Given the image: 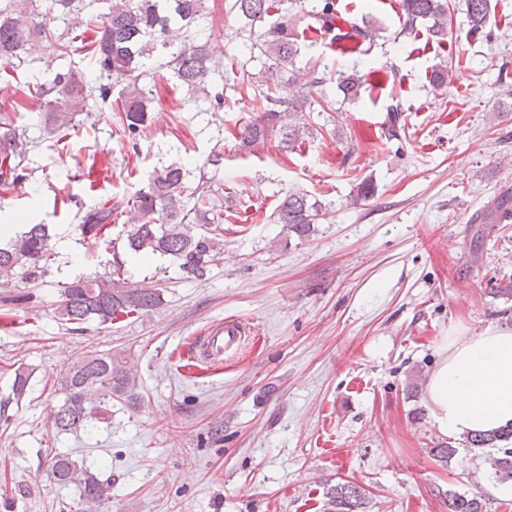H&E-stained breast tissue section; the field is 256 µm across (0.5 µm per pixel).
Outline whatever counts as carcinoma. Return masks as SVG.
<instances>
[{
	"instance_id": "1",
	"label": "carcinoma",
	"mask_w": 512,
	"mask_h": 512,
	"mask_svg": "<svg viewBox=\"0 0 512 512\" xmlns=\"http://www.w3.org/2000/svg\"><path fill=\"white\" fill-rule=\"evenodd\" d=\"M21 0H0V61L14 68L25 63L27 46L41 40L51 52L69 56L88 50L95 57L100 74L122 85L118 110L123 112V128L129 138L142 135L148 123L151 90L142 80L152 70H167L191 94L206 91V82L214 74L224 77V51L212 47V34L206 32L205 0H48L41 10L36 0L31 8L19 6ZM406 32L418 23L427 25L430 35L448 36V0H399ZM227 14L237 24L236 32L247 50L248 60L262 64L259 73L247 70V63L231 58L237 67L234 91L251 103L250 117L240 127L238 147L249 150L276 135L288 150L305 141L307 127L295 121V115L309 112L314 93L331 107L326 95L327 79L317 65L297 66L308 33L329 35L334 32L350 38L361 47L372 45L379 29L365 19L340 14L335 0H227ZM470 32L480 33L490 16V0H466ZM70 19L71 37L60 42L52 29L55 20ZM349 30L342 31V26ZM450 69L445 61L433 67L432 87L448 86ZM364 83L357 72L339 75L338 87L344 97H355ZM110 86L94 89L83 83L76 66L69 65L44 82L33 83L31 95L53 114L52 133L58 140L71 136L77 112L93 110L95 97L105 100ZM190 171L179 164L154 170L145 186L128 199L106 200L87 211L78 225L83 238L103 239L107 226L126 215L127 230L123 242L127 252L141 257L161 255L176 265L188 278L201 280L211 272L224 248V206L217 203L216 189L209 178H200L196 186L186 181ZM327 214L326 205L311 200L307 193L290 191L272 212L273 222L283 225L288 236H309L314 224ZM191 224L199 226L192 235ZM113 248V270L109 278H77L60 289L55 307L57 318L84 332L88 325L106 326L120 317L145 315L162 304L160 289L151 285L131 287L118 278L123 261ZM52 247L48 226L32 224L27 231L0 246V287L9 285L15 275L38 286L49 275ZM30 374L22 368L14 371L13 398L22 400L28 392ZM57 392L62 395L53 412L52 423L59 433H76L91 423L112 419V401L136 405L139 399L134 358L125 352L85 353L59 376ZM469 451H481L495 478L512 479V429L478 433L467 438ZM48 474L57 484L74 485L82 504H101L112 497V482L78 463L71 456L55 454L50 458ZM330 506L336 512H365V490L353 482H339L327 491ZM448 512H485L478 494L448 491Z\"/></svg>"
}]
</instances>
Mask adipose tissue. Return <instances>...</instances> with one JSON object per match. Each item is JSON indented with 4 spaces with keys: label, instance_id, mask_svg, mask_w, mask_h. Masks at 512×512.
I'll use <instances>...</instances> for the list:
<instances>
[{
    "label": "adipose tissue",
    "instance_id": "adipose-tissue-1",
    "mask_svg": "<svg viewBox=\"0 0 512 512\" xmlns=\"http://www.w3.org/2000/svg\"><path fill=\"white\" fill-rule=\"evenodd\" d=\"M441 433L460 437L512 423V329L451 336L427 384Z\"/></svg>",
    "mask_w": 512,
    "mask_h": 512
}]
</instances>
